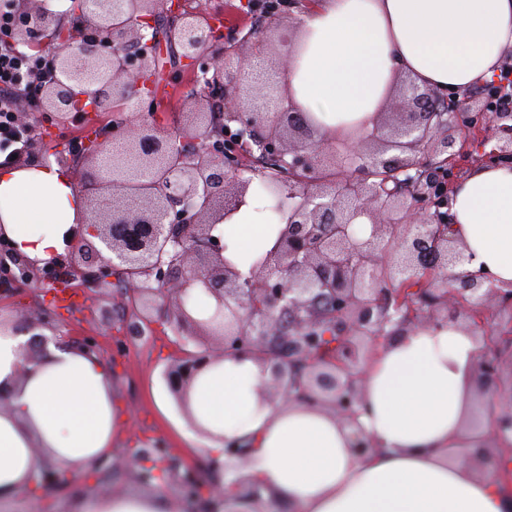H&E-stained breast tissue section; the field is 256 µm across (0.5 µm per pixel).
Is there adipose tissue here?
Instances as JSON below:
<instances>
[{
  "mask_svg": "<svg viewBox=\"0 0 512 512\" xmlns=\"http://www.w3.org/2000/svg\"><path fill=\"white\" fill-rule=\"evenodd\" d=\"M512 49V0H319L300 18L283 76L290 100L321 132L372 131L395 77L462 91L498 71ZM255 201L217 224L238 252L272 250L279 233L260 221ZM453 234L468 270L512 283V167L480 165L452 196ZM86 200L59 164L0 167V232L35 264L65 255ZM32 339L0 329V507L35 494L31 476L48 464L83 477L116 449L120 410L109 367L95 355L50 344L19 374ZM479 335L459 323L417 327L392 337L366 366L363 410L347 424L321 403L273 398L268 367L250 355L210 365L194 379L186 425L201 452L249 448L238 476L261 499L229 489L222 512H512L498 487L501 464L471 466L491 421H471L480 396ZM376 445L362 455L356 432ZM165 482L84 486L70 512H185Z\"/></svg>",
  "mask_w": 512,
  "mask_h": 512,
  "instance_id": "adipose-tissue-1",
  "label": "adipose tissue"
}]
</instances>
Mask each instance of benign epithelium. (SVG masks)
<instances>
[{
  "mask_svg": "<svg viewBox=\"0 0 512 512\" xmlns=\"http://www.w3.org/2000/svg\"><path fill=\"white\" fill-rule=\"evenodd\" d=\"M12 40L50 58L56 78L40 93V109L60 126L75 116L81 95L101 111L124 102L112 133L98 132L84 142L82 178L91 218L86 232L67 248L63 265L35 267L0 236V277L21 278L42 287L48 311L59 315L53 299L66 290H100L112 285L119 267L128 292L141 305L124 325V335L154 332L168 323L179 345H192L166 372L170 391L184 400L186 390L208 365L226 357L252 354L270 366L274 393L289 400L324 403L336 415L356 422L362 400L359 383L378 347L411 327L460 322L481 335L478 362L481 392L498 395L494 431L471 458L494 451L512 453V393H501L504 364L512 367V285L483 272L456 270L462 246L448 235V193L463 158L457 135L483 145L486 164H512V111L475 107L471 97L453 96L452 111L438 103L446 96L410 79L404 87L407 111L384 119L366 133L350 128L332 138L307 121L298 108L282 110L286 89L279 80L289 52L268 65L256 55L264 31L246 33L234 46L224 43L223 25L206 19L184 0H83V18L95 31L92 43H73L60 33V19L41 0H24L16 11ZM176 26L171 68L189 74L192 83L224 90L233 101L225 113L226 131L236 141L213 138L214 113L208 95L194 99L197 112L178 133L161 125L156 111L138 105L154 99L157 53L163 35L156 19ZM253 141L288 173L277 183L279 205L288 206V222L275 247L244 277L224 257V241L215 224L245 203L254 179L265 172H244L235 163L236 142ZM20 157L28 165L43 161V144L31 136ZM382 169L387 188L376 182ZM366 216L365 238L354 221ZM201 286L216 301L209 319L195 317L188 300ZM508 311V321L488 330L491 303ZM48 341L97 351V343H75L66 336L38 335ZM339 347L336 358L322 357L325 342ZM156 457L172 467L182 498L200 509L224 497L230 486L249 496L258 488L240 482L206 480L199 467L171 463L162 443L133 448L125 468L143 486L157 472L145 461ZM247 450L224 446L207 467L214 473L245 465ZM40 492L66 485L50 465L40 468Z\"/></svg>",
  "mask_w": 512,
  "mask_h": 512,
  "instance_id": "benign-epithelium-1",
  "label": "benign epithelium"
}]
</instances>
